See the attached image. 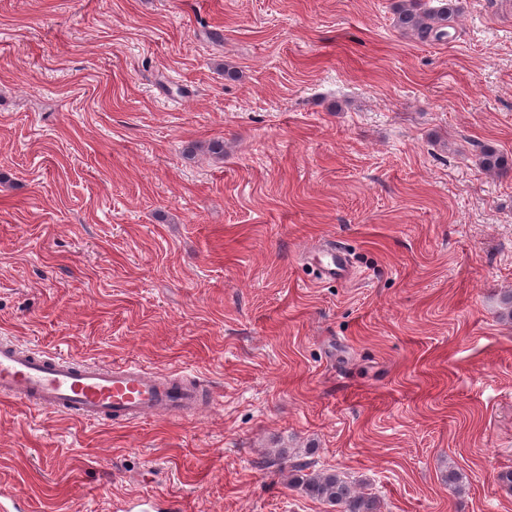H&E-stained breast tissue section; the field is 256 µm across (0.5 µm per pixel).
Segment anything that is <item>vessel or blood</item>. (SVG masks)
Wrapping results in <instances>:
<instances>
[{
  "label": "vessel or blood",
  "mask_w": 512,
  "mask_h": 512,
  "mask_svg": "<svg viewBox=\"0 0 512 512\" xmlns=\"http://www.w3.org/2000/svg\"><path fill=\"white\" fill-rule=\"evenodd\" d=\"M349 258L334 249L321 274L346 278ZM0 396L84 422H137L148 416L189 419L199 411L196 385L138 364L76 363L0 340Z\"/></svg>",
  "instance_id": "vessel-or-blood-1"
}]
</instances>
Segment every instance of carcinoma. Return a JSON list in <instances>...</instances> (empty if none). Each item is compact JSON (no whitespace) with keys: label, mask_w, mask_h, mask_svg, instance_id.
<instances>
[{"label":"carcinoma","mask_w":512,"mask_h":512,"mask_svg":"<svg viewBox=\"0 0 512 512\" xmlns=\"http://www.w3.org/2000/svg\"><path fill=\"white\" fill-rule=\"evenodd\" d=\"M459 0H439V6L428 9L423 0H404L395 15V26L406 34L422 40H441L449 36L450 25L459 13ZM481 165L502 175L512 171V164L495 149L480 147ZM312 499L325 502L336 512H381L377 498L359 490L355 483L338 472L310 473L292 479Z\"/></svg>","instance_id":"1"}]
</instances>
